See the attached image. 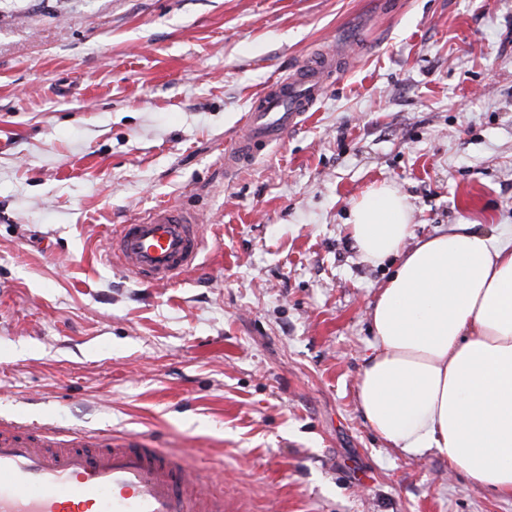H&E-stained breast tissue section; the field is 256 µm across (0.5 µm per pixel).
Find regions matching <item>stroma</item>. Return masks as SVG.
<instances>
[{"mask_svg": "<svg viewBox=\"0 0 512 512\" xmlns=\"http://www.w3.org/2000/svg\"><path fill=\"white\" fill-rule=\"evenodd\" d=\"M341 54L313 115L241 170L254 98ZM424 237L512 233V0H0V419L183 448L238 512H512L358 405L353 202ZM198 265L148 287L107 242L158 205Z\"/></svg>", "mask_w": 512, "mask_h": 512, "instance_id": "obj_1", "label": "stroma"}]
</instances>
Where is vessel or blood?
<instances>
[{
	"instance_id": "b4317fda",
	"label": "vessel or blood",
	"mask_w": 512,
	"mask_h": 512,
	"mask_svg": "<svg viewBox=\"0 0 512 512\" xmlns=\"http://www.w3.org/2000/svg\"><path fill=\"white\" fill-rule=\"evenodd\" d=\"M334 52L311 57L257 96L243 132L224 151L232 173L285 140L323 96ZM200 217L159 206L119 225L110 249L126 272L152 285L176 282L196 266ZM0 512H224L187 459L142 437L65 435L0 421Z\"/></svg>"
}]
</instances>
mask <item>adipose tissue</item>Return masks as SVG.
<instances>
[{
	"label": "adipose tissue",
	"mask_w": 512,
	"mask_h": 512,
	"mask_svg": "<svg viewBox=\"0 0 512 512\" xmlns=\"http://www.w3.org/2000/svg\"><path fill=\"white\" fill-rule=\"evenodd\" d=\"M349 233L368 263L397 260L369 311L365 421L390 447L435 452L512 495V237L451 224L414 240L410 207L389 183L354 202Z\"/></svg>",
	"instance_id": "adipose-tissue-1"
}]
</instances>
